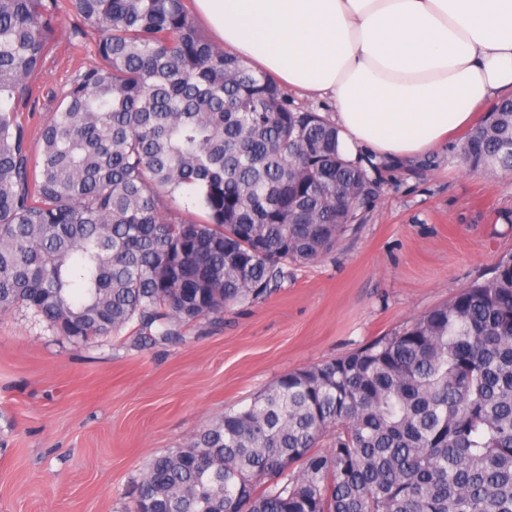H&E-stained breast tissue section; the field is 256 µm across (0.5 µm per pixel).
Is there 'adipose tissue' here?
I'll list each match as a JSON object with an SVG mask.
<instances>
[{"instance_id":"1","label":"adipose tissue","mask_w":512,"mask_h":512,"mask_svg":"<svg viewBox=\"0 0 512 512\" xmlns=\"http://www.w3.org/2000/svg\"><path fill=\"white\" fill-rule=\"evenodd\" d=\"M225 48L329 99L349 161L413 163L512 97V0H194Z\"/></svg>"}]
</instances>
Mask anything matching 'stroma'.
I'll list each match as a JSON object with an SVG mask.
<instances>
[{
  "instance_id": "1",
  "label": "stroma",
  "mask_w": 512,
  "mask_h": 512,
  "mask_svg": "<svg viewBox=\"0 0 512 512\" xmlns=\"http://www.w3.org/2000/svg\"><path fill=\"white\" fill-rule=\"evenodd\" d=\"M68 0L26 114L32 150L95 43ZM457 132L436 156L381 167L380 197L338 250L265 301L182 341L129 332L75 347L31 311L0 313V512H127L131 482L281 374L353 351L457 294L512 252V173L466 171Z\"/></svg>"
}]
</instances>
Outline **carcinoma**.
I'll use <instances>...</instances> for the list:
<instances>
[{
    "mask_svg": "<svg viewBox=\"0 0 512 512\" xmlns=\"http://www.w3.org/2000/svg\"><path fill=\"white\" fill-rule=\"evenodd\" d=\"M70 4L96 58L34 154L22 116L58 3L0 0L1 312L31 310L75 345L130 325L173 342L341 244L381 180L339 154L326 117L206 38L187 0ZM458 158L512 172V99ZM132 497L149 512H512V253L224 411L152 458Z\"/></svg>",
    "mask_w": 512,
    "mask_h": 512,
    "instance_id": "cac0c4a2",
    "label": "carcinoma"
}]
</instances>
